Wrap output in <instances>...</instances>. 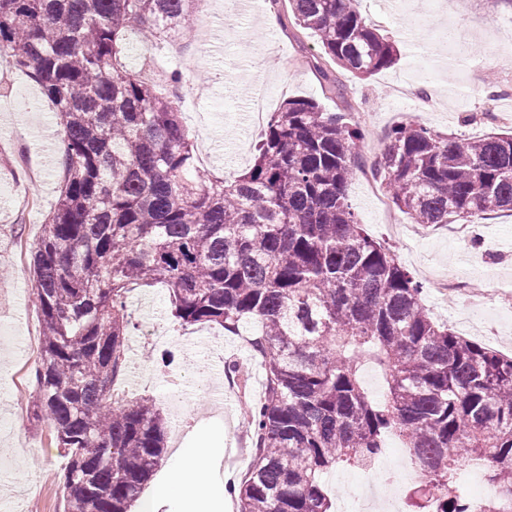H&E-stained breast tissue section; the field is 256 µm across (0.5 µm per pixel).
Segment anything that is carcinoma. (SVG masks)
<instances>
[{"mask_svg": "<svg viewBox=\"0 0 512 512\" xmlns=\"http://www.w3.org/2000/svg\"><path fill=\"white\" fill-rule=\"evenodd\" d=\"M194 2L0 0V57L39 83L65 143L60 194L30 251L42 339L28 410L69 456L66 512H130L162 461L159 409L112 394L136 327L128 294L155 283L184 325H258L265 393L248 411L237 512H331L324 474L365 466L390 432L437 491L435 512H477L459 488L463 461L498 490L486 512H512V356L436 322L422 284L357 221L362 129L289 97L251 167L215 177L177 101L121 61L129 32L157 46ZM354 2L289 5L336 69L370 77L396 49ZM375 175L415 224L512 212V130L459 142L402 121ZM368 364L383 373L380 400L364 390ZM428 502L413 491L408 512Z\"/></svg>", "mask_w": 512, "mask_h": 512, "instance_id": "cac0c4a2", "label": "carcinoma"}]
</instances>
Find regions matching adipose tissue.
Returning <instances> with one entry per match:
<instances>
[{
    "mask_svg": "<svg viewBox=\"0 0 512 512\" xmlns=\"http://www.w3.org/2000/svg\"><path fill=\"white\" fill-rule=\"evenodd\" d=\"M224 435L220 421H213L206 440L179 449L169 464L158 494L176 496L192 502L209 500L223 503L228 487L223 479L211 474L213 446Z\"/></svg>",
    "mask_w": 512,
    "mask_h": 512,
    "instance_id": "1",
    "label": "adipose tissue"
}]
</instances>
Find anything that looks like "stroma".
I'll list each match as a JSON object with an SVG mask.
<instances>
[{"label": "stroma", "mask_w": 512, "mask_h": 512, "mask_svg": "<svg viewBox=\"0 0 512 512\" xmlns=\"http://www.w3.org/2000/svg\"><path fill=\"white\" fill-rule=\"evenodd\" d=\"M361 14L394 40L397 61L366 78H346L347 94L339 99L317 74L326 57L310 32L296 28H267L260 10L240 8L238 0H213L209 27L191 20L182 31V51L166 54L155 47L156 62L164 71L182 73L179 109L198 149L212 147L204 168L210 174L232 176L248 167L260 140L246 115L253 96L268 97V112H276L288 97L318 102L327 112H366V141L383 142L392 126L417 120L451 137H474L503 127L489 123L486 87L501 88L498 112L512 113V91L503 74L512 69V50L497 51L496 42L512 38V5L507 0H356ZM458 30L472 55L484 58L480 73L467 60L452 54L444 38ZM138 33H131L124 61L140 68L147 54ZM407 81L422 96L440 102L437 111L419 110L415 101L392 97L395 84ZM205 96H198L199 88ZM478 119L463 124L469 114ZM51 103L40 87L16 70L11 59L0 58V512H64L62 496L68 458L56 448L47 423H34L27 403L34 390L35 362L25 349L28 337L39 336L41 316L31 288L28 265L15 258L17 243L33 246L40 238L47 214L59 195L63 175L58 159L65 144L55 127ZM356 174L348 189L360 224L389 246L418 280L427 272L460 275L472 289L488 280L512 283V212L498 211L480 219L478 248H463L447 228L412 225L403 238L388 237L381 210ZM32 197L39 206L28 223L17 220L18 199ZM436 292L424 288V305L435 311ZM128 305L138 327L128 338L127 372L119 386L124 397L153 399L166 422L165 460H172L183 443L197 439L209 425L211 375L204 356L190 352L197 338L215 342V357L238 365L246 388L262 395L264 371L254 364L241 337L217 326H183L175 320L167 288L159 285L133 290ZM157 337H148L150 328ZM173 355L169 367L153 362V355ZM182 381L184 403L173 400V381Z\"/></svg>", "instance_id": "stroma-1"}]
</instances>
